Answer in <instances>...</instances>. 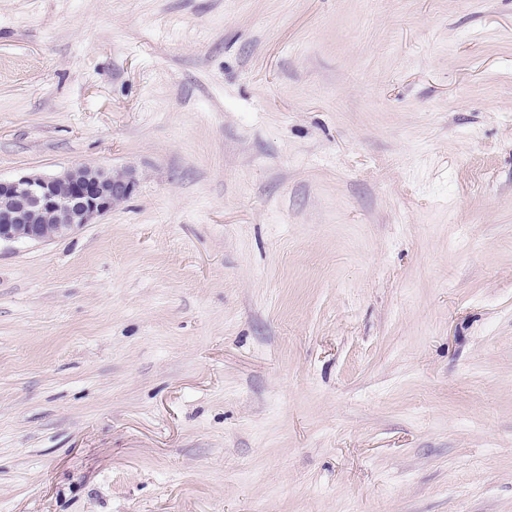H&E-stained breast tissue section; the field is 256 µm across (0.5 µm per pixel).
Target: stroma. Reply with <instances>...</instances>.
I'll use <instances>...</instances> for the list:
<instances>
[{
  "label": "stroma",
  "mask_w": 512,
  "mask_h": 512,
  "mask_svg": "<svg viewBox=\"0 0 512 512\" xmlns=\"http://www.w3.org/2000/svg\"><path fill=\"white\" fill-rule=\"evenodd\" d=\"M0 512H512V0H0ZM132 169L77 165L45 176L0 178V244L43 242L91 224L135 189ZM51 222L46 233L44 224Z\"/></svg>",
  "instance_id": "obj_1"
}]
</instances>
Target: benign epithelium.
Segmentation results:
<instances>
[{"instance_id": "7a95c632", "label": "benign epithelium", "mask_w": 512, "mask_h": 512, "mask_svg": "<svg viewBox=\"0 0 512 512\" xmlns=\"http://www.w3.org/2000/svg\"><path fill=\"white\" fill-rule=\"evenodd\" d=\"M131 169L77 165L45 176L0 178V243L43 242L91 224L135 189Z\"/></svg>"}]
</instances>
